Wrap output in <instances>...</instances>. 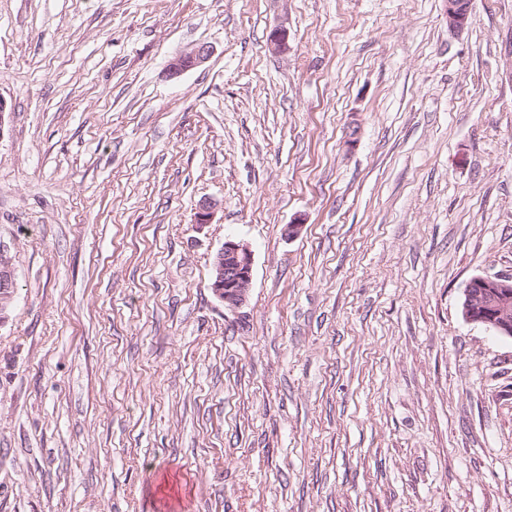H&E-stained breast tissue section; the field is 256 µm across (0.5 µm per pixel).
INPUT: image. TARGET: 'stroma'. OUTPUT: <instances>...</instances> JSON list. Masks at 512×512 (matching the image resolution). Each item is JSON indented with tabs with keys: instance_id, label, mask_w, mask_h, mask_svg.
<instances>
[{
	"instance_id": "obj_1",
	"label": "stroma",
	"mask_w": 512,
	"mask_h": 512,
	"mask_svg": "<svg viewBox=\"0 0 512 512\" xmlns=\"http://www.w3.org/2000/svg\"><path fill=\"white\" fill-rule=\"evenodd\" d=\"M0 97V512H512V0H0ZM210 50L206 45H199L189 52L176 54L171 58L167 67L171 76H179L184 71L199 67L209 57ZM253 273L251 247L235 239H226L212 262L210 289L230 311L240 310L247 301ZM15 294V270L12 258L0 244V313L12 304ZM465 295L464 318L468 322L490 324L500 336L512 337L511 274L480 276Z\"/></svg>"
}]
</instances>
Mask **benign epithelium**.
<instances>
[{"label": "benign epithelium", "instance_id": "benign-epithelium-1", "mask_svg": "<svg viewBox=\"0 0 512 512\" xmlns=\"http://www.w3.org/2000/svg\"><path fill=\"white\" fill-rule=\"evenodd\" d=\"M467 0H446L448 28L461 30L468 16ZM268 43L275 52L288 49V30L278 26L269 33ZM206 45L182 52L168 63L170 75L202 65L209 57ZM253 273L251 247L235 239H227L217 250L212 262L210 289L219 302L230 311L240 310L247 301ZM15 294V270L12 258L0 244V313L12 304ZM464 318L476 324H490L504 337H512V275L481 276L473 280L465 292Z\"/></svg>", "mask_w": 512, "mask_h": 512}]
</instances>
